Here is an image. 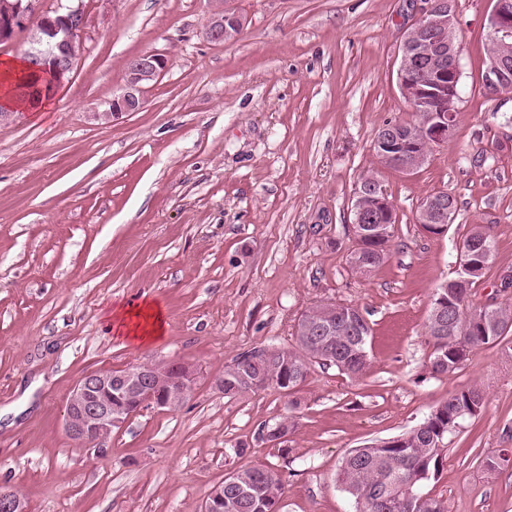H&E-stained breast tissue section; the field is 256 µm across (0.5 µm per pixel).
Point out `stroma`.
Masks as SVG:
<instances>
[{"label": "stroma", "instance_id": "obj_1", "mask_svg": "<svg viewBox=\"0 0 512 512\" xmlns=\"http://www.w3.org/2000/svg\"><path fill=\"white\" fill-rule=\"evenodd\" d=\"M83 52L42 112L0 125V486L27 512H201L231 471L277 467L282 512H351L336 481L344 455L420 422L450 392L483 385L481 415L450 438L425 490L448 512H512V360L475 351L432 376L424 325L435 288L456 275L460 243L485 226L494 264L477 305H511L512 91L484 84L491 0H455L461 118L419 171L382 165L373 140L412 110L397 83L400 45L421 0H230L239 39L204 35L207 0H83ZM164 54L142 110L109 124L129 59ZM377 175L397 213L389 258L371 276L346 261L354 190ZM457 209L444 236L416 222L426 196ZM164 312L147 343L110 332L141 301ZM359 308L372 329L357 380L315 368L294 396L228 397L224 366L292 345L312 304ZM194 363L192 397L127 418L102 452L67 435L64 404L86 374L151 360ZM290 419L289 455L261 440Z\"/></svg>", "mask_w": 512, "mask_h": 512}]
</instances>
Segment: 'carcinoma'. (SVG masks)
Wrapping results in <instances>:
<instances>
[{"instance_id":"carcinoma-1","label":"carcinoma","mask_w":512,"mask_h":512,"mask_svg":"<svg viewBox=\"0 0 512 512\" xmlns=\"http://www.w3.org/2000/svg\"><path fill=\"white\" fill-rule=\"evenodd\" d=\"M20 100L48 98L53 93L52 80L30 72L17 84ZM396 223L379 240H361L360 250L381 266L391 251ZM485 240L494 245L486 230L473 225L462 239L466 249ZM472 285L462 287L448 282L447 290L434 289L425 323V333L432 343L429 356L431 373L451 376L460 370L470 354L480 348L501 344L512 332V308L493 307L487 325L475 322L470 304ZM448 306V327L440 328L439 301ZM333 323L336 334L323 336L315 326ZM372 328L359 309L342 303L325 302L306 309L294 326V344L281 350L272 362H257L261 349L237 355L224 366V395L237 396L256 392L247 383L256 372L268 379L263 389L290 392L302 386L314 367H335L351 379L361 377L369 368L368 345ZM486 393L479 384L448 394L430 413L409 430L387 439L376 440L352 449L343 459L337 482L353 505V512H448L443 497L423 492L427 482L437 478L448 447V438L467 420L477 418L485 408ZM291 421L284 419L265 426L262 439L273 442L290 432ZM488 476L512 464L509 449L503 448L482 460ZM286 485L282 473L269 464L239 468L212 487L210 500H221L216 512H281Z\"/></svg>"}]
</instances>
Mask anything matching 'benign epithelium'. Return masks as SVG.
I'll return each mask as SVG.
<instances>
[{
    "label": "benign epithelium",
    "mask_w": 512,
    "mask_h": 512,
    "mask_svg": "<svg viewBox=\"0 0 512 512\" xmlns=\"http://www.w3.org/2000/svg\"><path fill=\"white\" fill-rule=\"evenodd\" d=\"M211 11L205 25L206 37L215 44L229 42L230 29L245 25L244 20L224 7V0H210ZM421 16L404 36L397 70L399 89L412 110L423 115L418 128L403 135L382 134L374 138L373 151L379 159L405 174L425 165L429 149L447 143L458 125L460 50L456 41L454 0H424ZM40 24V35L30 40L25 51L27 68L55 78L62 86L69 81L79 56L74 53L76 38L85 27L82 3L60 4L45 10L41 0H0V42L13 39L19 30L28 29L32 21ZM489 41L485 83L495 91L512 89V0H493L488 18ZM428 59L433 63L430 83L412 78L411 59ZM167 58L146 52L127 68L120 91L100 104L91 119L108 123L124 114L140 111L145 92L166 72ZM452 197L446 192L425 197L419 204L417 224L443 226L451 217ZM395 214L392 202L381 181L368 176L360 180L351 205V228L359 238L378 239L387 233V224ZM491 247L482 242L459 250L456 282L465 285L472 275L489 265ZM172 381L183 393L191 392L198 377L195 366L175 362ZM168 370L160 363L139 364L120 373L97 371L83 376L71 390L64 411V426L77 445L98 450L99 442L125 422L112 411V392L116 391L132 404L173 407L170 402L155 400L151 386L167 379ZM0 512H26L25 500L15 489L0 491Z\"/></svg>",
    "instance_id": "7a95c632"
}]
</instances>
